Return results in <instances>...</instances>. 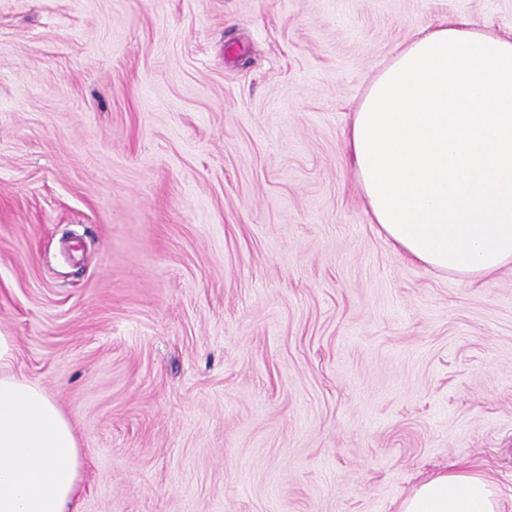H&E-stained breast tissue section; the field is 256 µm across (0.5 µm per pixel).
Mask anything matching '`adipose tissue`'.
Listing matches in <instances>:
<instances>
[{"label":"adipose tissue","mask_w":512,"mask_h":512,"mask_svg":"<svg viewBox=\"0 0 512 512\" xmlns=\"http://www.w3.org/2000/svg\"><path fill=\"white\" fill-rule=\"evenodd\" d=\"M345 145L365 212L403 258L477 280L512 265V36L458 16L394 51ZM0 332V512H69L82 467L71 423L13 373ZM395 512H500L494 483L456 466Z\"/></svg>","instance_id":"1"}]
</instances>
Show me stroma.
Returning a JSON list of instances; mask_svg holds the SVG:
<instances>
[{
    "label": "stroma",
    "mask_w": 512,
    "mask_h": 512,
    "mask_svg": "<svg viewBox=\"0 0 512 512\" xmlns=\"http://www.w3.org/2000/svg\"><path fill=\"white\" fill-rule=\"evenodd\" d=\"M512 0H0V330L74 426L72 512H512V265L369 224L343 133L390 51ZM394 512H501L494 483L482 473L450 465L422 481Z\"/></svg>",
    "instance_id": "1"
}]
</instances>
